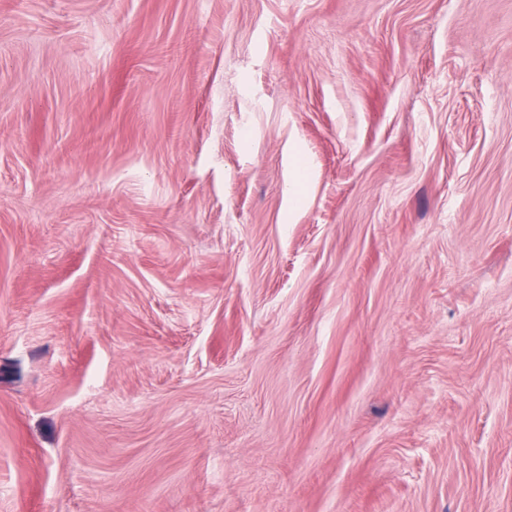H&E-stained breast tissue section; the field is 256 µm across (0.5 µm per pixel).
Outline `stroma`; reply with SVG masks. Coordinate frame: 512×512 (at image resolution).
I'll use <instances>...</instances> for the list:
<instances>
[{
	"label": "stroma",
	"instance_id": "obj_1",
	"mask_svg": "<svg viewBox=\"0 0 512 512\" xmlns=\"http://www.w3.org/2000/svg\"><path fill=\"white\" fill-rule=\"evenodd\" d=\"M0 512H512V0H0Z\"/></svg>",
	"mask_w": 512,
	"mask_h": 512
}]
</instances>
